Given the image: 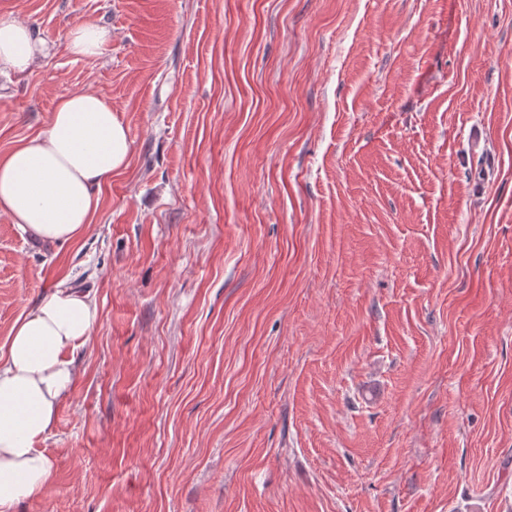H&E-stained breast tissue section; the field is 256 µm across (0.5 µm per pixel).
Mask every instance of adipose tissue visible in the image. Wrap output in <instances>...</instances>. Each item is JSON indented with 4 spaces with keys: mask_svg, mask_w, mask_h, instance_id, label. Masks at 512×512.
Listing matches in <instances>:
<instances>
[{
    "mask_svg": "<svg viewBox=\"0 0 512 512\" xmlns=\"http://www.w3.org/2000/svg\"><path fill=\"white\" fill-rule=\"evenodd\" d=\"M106 26L89 21L68 34L69 51L102 56ZM42 48L30 28L0 16V70L29 72ZM128 130L111 103L84 92L57 99L46 131L0 155V210L42 243L78 240L100 206V191L128 164ZM98 306L60 281L15 323L0 346V512L39 496L53 475L40 443L77 373L72 354L90 338Z\"/></svg>",
    "mask_w": 512,
    "mask_h": 512,
    "instance_id": "obj_1",
    "label": "adipose tissue"
}]
</instances>
